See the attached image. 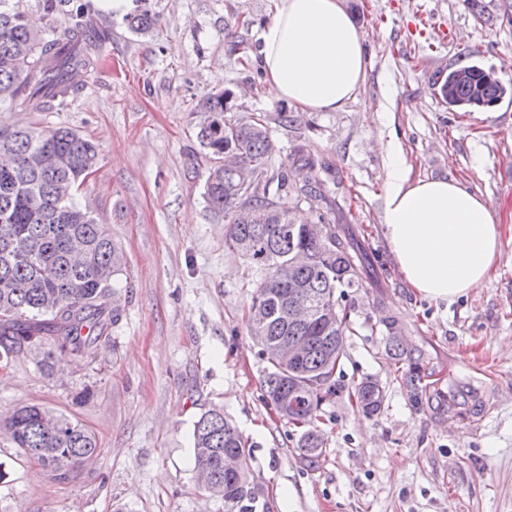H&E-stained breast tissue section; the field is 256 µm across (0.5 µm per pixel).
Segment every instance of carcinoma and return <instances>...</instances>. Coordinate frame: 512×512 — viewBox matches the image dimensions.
<instances>
[{
  "instance_id": "1",
  "label": "carcinoma",
  "mask_w": 512,
  "mask_h": 512,
  "mask_svg": "<svg viewBox=\"0 0 512 512\" xmlns=\"http://www.w3.org/2000/svg\"><path fill=\"white\" fill-rule=\"evenodd\" d=\"M71 0H43L46 16L66 10L70 39L35 37L19 0H0V99L36 112H61L83 89L80 74L90 65V51L108 39L107 31L86 19ZM130 30L145 34L159 23L143 9L126 18ZM470 82L453 80L450 71L440 88L444 101L471 108V86L483 88L484 106L495 105L506 87L477 65L463 67ZM228 91L200 100L196 139L215 161L204 183L208 211L224 218L225 242L245 256L260 273L249 309L264 311L259 327L248 314L250 335L261 344L267 367L263 388L270 403L288 423L304 428L298 441L301 459L315 463L322 453L323 433L315 422L323 404L342 391L336 372L345 352L348 313L336 298L338 288L363 287L370 259L344 224L333 225L327 240L297 219L288 199L303 197L328 223L330 200L317 161L299 148L295 162L308 171L297 183L288 171L267 176L276 145L264 117L226 116ZM0 153L13 165L0 168V366L12 365L35 347L36 365L54 369L66 356L96 359L120 320L118 276L124 254L109 228L96 221L75 197L97 165L95 143L77 131L33 124L0 128ZM66 182L72 193L56 194ZM276 183L274 196L269 185ZM321 305L307 322L282 317V299L290 293ZM335 309L329 316L327 307ZM305 345L294 361L277 354L284 339ZM386 355L405 384L410 401L436 402L442 411L456 406L453 390L427 393L421 349L386 337ZM358 406L368 415L381 410L384 393L371 378L354 389ZM15 447L56 478L97 453L96 435L63 413L38 404L19 407L5 422ZM195 467L204 487L224 498L226 512H256L258 494L250 482V449L242 433L219 409L202 414L193 426Z\"/></svg>"
}]
</instances>
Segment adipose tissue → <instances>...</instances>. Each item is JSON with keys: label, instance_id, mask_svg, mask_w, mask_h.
Listing matches in <instances>:
<instances>
[{"label": "adipose tissue", "instance_id": "obj_1", "mask_svg": "<svg viewBox=\"0 0 512 512\" xmlns=\"http://www.w3.org/2000/svg\"><path fill=\"white\" fill-rule=\"evenodd\" d=\"M260 41L269 94L299 110H339L365 83V39L340 0H274ZM384 151V237L408 286L445 302L481 287L501 247L489 202L453 179L413 178L397 139Z\"/></svg>", "mask_w": 512, "mask_h": 512}]
</instances>
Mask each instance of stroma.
Wrapping results in <instances>:
<instances>
[{"mask_svg": "<svg viewBox=\"0 0 512 512\" xmlns=\"http://www.w3.org/2000/svg\"><path fill=\"white\" fill-rule=\"evenodd\" d=\"M342 3L365 37V84L342 109L300 111L290 126L259 64L273 0H146L160 19L146 34L93 12L109 38L69 108L0 105L2 126H64L98 144L77 198L125 257L121 318L99 356L47 374L26 355L0 383V423L40 404L91 429L100 450L60 482L0 434V512H225L200 488L192 448L194 422L213 408L249 439L264 512H512V0H482L478 15L467 0ZM465 64L491 71L508 95L472 112L445 104L437 90ZM224 90L231 117L265 116L272 170L291 168L299 147L330 165L332 206L374 265L375 280L350 292L342 390L323 406L325 447L311 467L299 429L262 387L266 362L246 324L257 272L225 246V224L203 198L210 161L196 105ZM392 136L413 178L456 180L495 210L494 270L454 302L409 288L387 248L381 145ZM390 313L424 351L428 384L480 388L483 414L471 416L467 397L445 414L412 406L385 354ZM366 378L385 394L373 416L348 395Z\"/></svg>", "mask_w": 512, "mask_h": 512, "instance_id": "stroma-1", "label": "stroma"}]
</instances>
